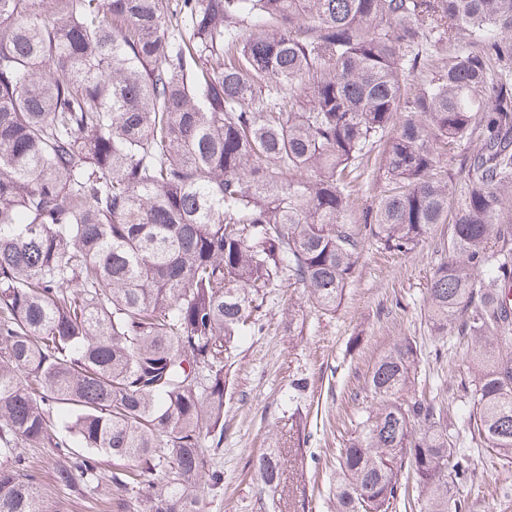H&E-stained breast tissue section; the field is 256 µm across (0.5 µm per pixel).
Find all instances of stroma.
Segmentation results:
<instances>
[{"instance_id":"stroma-1","label":"stroma","mask_w":512,"mask_h":512,"mask_svg":"<svg viewBox=\"0 0 512 512\" xmlns=\"http://www.w3.org/2000/svg\"><path fill=\"white\" fill-rule=\"evenodd\" d=\"M448 231L436 225L406 256L366 244L341 306L326 315L306 308L299 335H289L285 313L304 306L301 289L273 290L262 332L238 347L224 404V445L210 457L224 483L202 488V512H336V457L354 417L373 403L365 385L369 368L399 338L410 337L422 349L418 375L427 397L458 413L457 384L469 372L467 342L458 336L441 341L425 317L427 282L440 259L435 244ZM301 375L311 383L302 402L310 440L285 464L277 493L269 495L248 462L263 451L288 453L291 383ZM26 457L43 512H109V481L76 496L56 486L50 449L30 448ZM474 463L469 512H512V470L487 453Z\"/></svg>"}]
</instances>
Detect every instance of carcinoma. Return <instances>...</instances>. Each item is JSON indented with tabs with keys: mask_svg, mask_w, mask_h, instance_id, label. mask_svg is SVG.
<instances>
[{
	"mask_svg": "<svg viewBox=\"0 0 512 512\" xmlns=\"http://www.w3.org/2000/svg\"><path fill=\"white\" fill-rule=\"evenodd\" d=\"M508 202L512 0H0V512H42L29 446L76 494L112 458V512H201L271 290L333 313L365 242L409 254L437 224L426 308L470 340L460 415L416 395L399 339L339 450L336 512H467L457 428L512 464ZM249 468L277 489L279 454ZM376 175L373 167H370L361 176L359 191L354 196L355 207L358 211L370 207L375 202L380 190L379 177Z\"/></svg>",
	"mask_w": 512,
	"mask_h": 512,
	"instance_id": "obj_1",
	"label": "carcinoma"
}]
</instances>
